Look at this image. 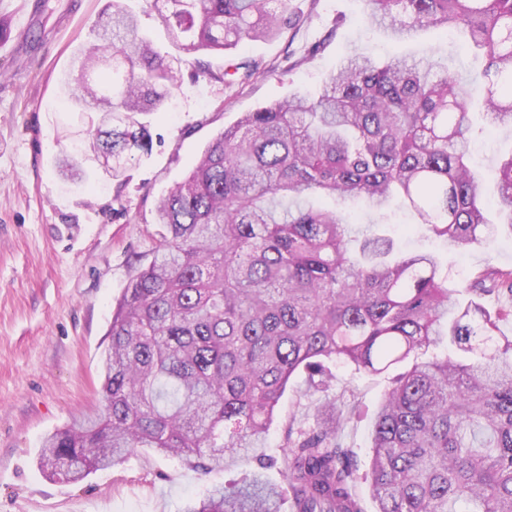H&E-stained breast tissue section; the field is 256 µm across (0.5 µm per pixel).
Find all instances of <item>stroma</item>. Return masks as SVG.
Wrapping results in <instances>:
<instances>
[{"mask_svg":"<svg viewBox=\"0 0 512 512\" xmlns=\"http://www.w3.org/2000/svg\"><path fill=\"white\" fill-rule=\"evenodd\" d=\"M109 2L34 0L19 32L11 20L15 0H0V512H178L208 488L209 478L178 459L143 450L77 484L49 478L38 454L45 436L101 408L112 313L136 268L151 258L157 202L225 126L271 100L316 92L324 74L357 50L416 58L431 50L462 78L484 66L460 32L429 30L395 43L365 24L364 0H291L300 25L243 51L276 65L275 74L232 97L221 79L223 55L204 54L211 72L200 73L169 42L149 0H131L141 31L176 58L180 85L164 112L148 118L151 152L136 155L120 177L88 160L70 179L61 161L85 138L88 117L67 101L69 73ZM443 260L458 281L489 260L510 268L512 230L484 246L445 250ZM332 372L324 390L307 391L300 375L289 382L266 453L281 459L289 419L314 426L336 395H354L365 414L345 424L341 441L355 491L366 512H375L369 412L392 375L340 363Z\"/></svg>","mask_w":512,"mask_h":512,"instance_id":"1","label":"stroma"}]
</instances>
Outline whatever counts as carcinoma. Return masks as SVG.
Returning <instances> with one entry per match:
<instances>
[{
    "label": "carcinoma",
    "instance_id": "carcinoma-1",
    "mask_svg": "<svg viewBox=\"0 0 512 512\" xmlns=\"http://www.w3.org/2000/svg\"><path fill=\"white\" fill-rule=\"evenodd\" d=\"M187 54H224V85L273 73L227 51L273 39L301 18L290 0H153ZM366 21L395 39L456 28L482 52L464 82L433 56L355 51L319 95L296 93L245 112L205 149L157 207L162 226L112 313L104 408L48 435L39 463L82 481L137 448L175 457L215 483L181 512H364L337 417L289 422L280 471L266 476L267 436L289 381L326 388L325 363L381 374L411 362L375 412L376 512H512V268L487 262L457 283L432 252L353 233L318 201L356 199L382 213L394 199L451 247L494 234L490 203L512 225V152L491 181L468 164L473 105L512 128V0H366ZM70 103L100 112L90 149L149 152L139 116L164 111L175 68L139 33L126 0H110L95 43L74 61ZM486 296L497 297L490 310Z\"/></svg>",
    "mask_w": 512,
    "mask_h": 512
}]
</instances>
